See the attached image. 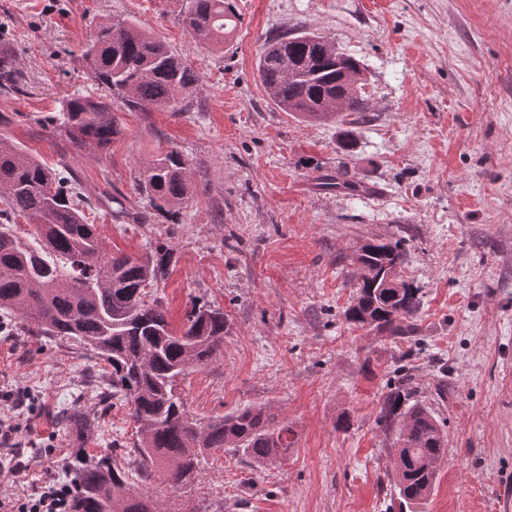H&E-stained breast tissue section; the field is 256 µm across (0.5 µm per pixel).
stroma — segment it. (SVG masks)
Wrapping results in <instances>:
<instances>
[{
	"instance_id": "obj_1",
	"label": "stroma",
	"mask_w": 512,
	"mask_h": 512,
	"mask_svg": "<svg viewBox=\"0 0 512 512\" xmlns=\"http://www.w3.org/2000/svg\"><path fill=\"white\" fill-rule=\"evenodd\" d=\"M231 2L234 38L207 47L181 26L183 0H0V43L21 73L19 92H0V135L50 168L71 164L92 199L87 221L112 252L138 256L154 238L172 246L157 295L173 326L199 303L229 316L217 362L179 385L187 410L205 420L264 404L294 432L275 464L218 451L191 490L132 468L131 491L164 512H393L390 440L376 418L405 345L349 325L342 311L358 248L402 236L404 277L424 292L415 398L448 434L435 487L416 510L512 512V0ZM113 19L167 42L198 81L178 112H130L113 100L120 136L77 152L44 119L68 96H99L83 51ZM293 27L364 63L369 111L306 123L268 99L260 47ZM171 149L191 160L197 184L177 222L117 217V200L146 212L138 169ZM341 161L380 194L319 187L317 168ZM88 366L75 350L0 334V386L29 389L37 406L20 411L33 418L18 448L28 468L1 492L29 491L47 452L69 453L61 409L91 417L89 453L135 441L127 408H104L86 385Z\"/></svg>"
}]
</instances>
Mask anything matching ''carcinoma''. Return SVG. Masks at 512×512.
<instances>
[{"label":"carcinoma","instance_id":"1","mask_svg":"<svg viewBox=\"0 0 512 512\" xmlns=\"http://www.w3.org/2000/svg\"><path fill=\"white\" fill-rule=\"evenodd\" d=\"M238 20L228 0H186L181 14L183 28L203 45L223 44ZM84 58L105 94L72 96L50 119L53 131L78 148H105L121 134L110 98L130 112L172 108L197 82L164 41L134 20L100 25ZM18 73L16 59L1 53L0 90H19ZM258 75L267 97L296 117L341 123L350 112L369 111L364 64L326 35L289 29L268 37ZM317 180L326 190L351 196L364 191L342 163ZM136 186L152 210L171 218L195 194L189 159L176 149L146 162ZM83 203L90 199L69 166L51 169L0 135V311L22 318L25 335L53 346L66 343L92 360L88 380L100 377L112 385L102 401L124 399L136 423L137 439L122 454L112 449L90 459L83 447L71 450L65 472L73 512H159L155 499L127 489L128 457H135L145 481L155 468L167 467L176 487L189 485L212 451H229L258 466L282 458L293 431L265 406H246L203 425L187 412L179 379L219 358L230 332L228 315L198 304L181 327H173L150 289L167 275L174 250L156 238L140 258L108 251L96 225L85 222ZM21 221L34 233L21 235ZM407 259L402 237L362 245L356 291L343 311L346 322L417 340L423 293L401 274ZM382 272L394 275L397 287H383ZM411 354L402 353L377 416L395 452L388 480L400 507L408 509L434 489L448 443L441 421L413 399ZM64 422L78 440L90 426L77 411L66 413Z\"/></svg>","mask_w":512,"mask_h":512}]
</instances>
